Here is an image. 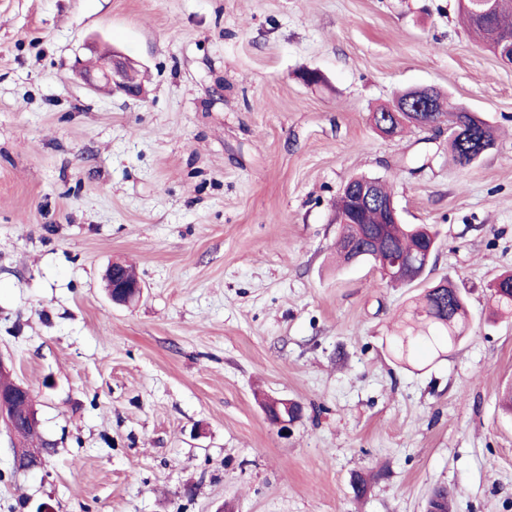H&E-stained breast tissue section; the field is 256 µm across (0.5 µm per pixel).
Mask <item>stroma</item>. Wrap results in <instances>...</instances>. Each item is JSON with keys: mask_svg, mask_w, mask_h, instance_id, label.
Returning <instances> with one entry per match:
<instances>
[{"mask_svg": "<svg viewBox=\"0 0 512 512\" xmlns=\"http://www.w3.org/2000/svg\"><path fill=\"white\" fill-rule=\"evenodd\" d=\"M94 40L141 62L143 99L75 76ZM422 87L493 149L461 167L447 133L375 128ZM359 174L439 230L424 278L337 267ZM116 260L145 286L129 307ZM507 271L512 64L458 0H0V357L52 444L15 471L0 424V512H425L438 487L512 512V318L487 290ZM444 278L472 331L404 366L393 330ZM265 397L303 405L288 435ZM353 207V198L346 192H340L336 200V224H345L340 226L338 237L336 238V253L343 263L349 264L352 257L348 251L349 245L355 241L363 229L361 225H354L352 216L341 214L351 210ZM106 280L109 295L115 304L130 305L138 301L143 294V286L139 279L124 277L118 263L108 268Z\"/></svg>", "mask_w": 512, "mask_h": 512, "instance_id": "stroma-1", "label": "stroma"}]
</instances>
